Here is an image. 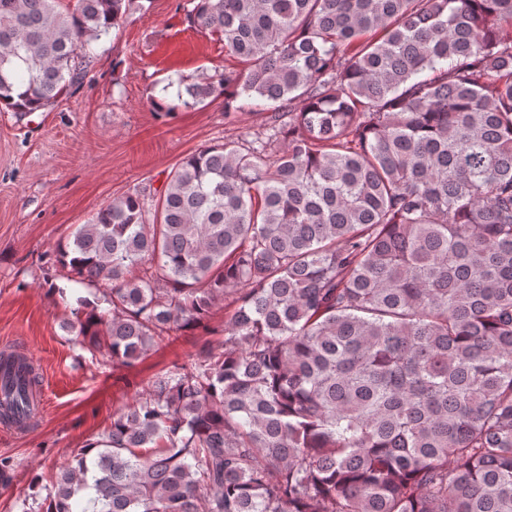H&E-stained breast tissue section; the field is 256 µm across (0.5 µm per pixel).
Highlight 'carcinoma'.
I'll return each mask as SVG.
<instances>
[{"label": "carcinoma", "instance_id": "carcinoma-1", "mask_svg": "<svg viewBox=\"0 0 512 512\" xmlns=\"http://www.w3.org/2000/svg\"><path fill=\"white\" fill-rule=\"evenodd\" d=\"M133 0H0V107L78 89ZM245 64L151 96L224 97L270 134L185 156L55 249L107 304L88 351L170 331L222 350L155 375L58 469L40 512H512V0H187ZM0 420L34 415L36 371Z\"/></svg>", "mask_w": 512, "mask_h": 512}]
</instances>
